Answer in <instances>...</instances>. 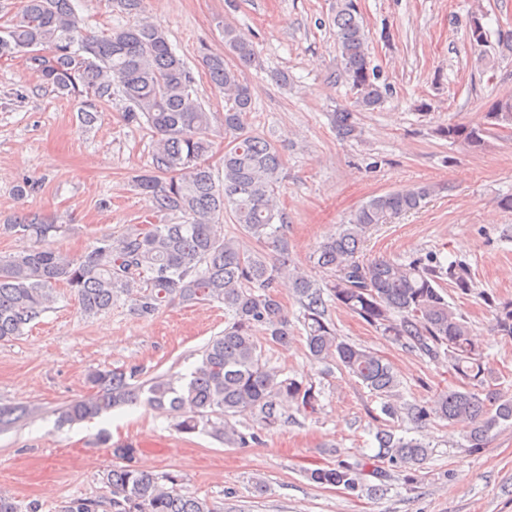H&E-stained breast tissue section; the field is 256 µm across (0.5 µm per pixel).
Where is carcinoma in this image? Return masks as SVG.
Masks as SVG:
<instances>
[{
    "mask_svg": "<svg viewBox=\"0 0 512 512\" xmlns=\"http://www.w3.org/2000/svg\"><path fill=\"white\" fill-rule=\"evenodd\" d=\"M343 74L355 92L354 106L332 113L336 134L358 137L356 113L373 110L385 98L386 86L371 67L363 22L354 0H338L332 18ZM224 55L205 52L202 64L211 84L224 93L221 125L229 139L224 150V179L216 181L207 155L212 148L213 119L195 88V77L176 55L164 31L149 22L119 26L101 34L85 31L72 0H19L14 16L0 27V59L27 51L44 84L62 94L90 97L89 106L120 93L127 102L129 124H148L157 140L151 171L135 179L153 205L159 223L130 224L118 236L102 237L90 250L64 256L49 250L26 249L0 257V341L24 334L64 285L78 298L82 312L95 316L112 308L123 295L138 315L148 318L168 304H224V334L203 349L191 379L177 387L163 376L137 384V372L96 370L88 374L95 392L60 410V418L76 423L140 400L176 415L182 433L207 431L230 448L261 443V435L282 423L288 407L304 416L319 410L315 387L282 378L264 358L263 341L282 349L294 343L280 282L288 280L302 309L307 356L314 363L340 366L348 376L381 400L388 416L405 412L415 423L431 418L468 429L471 447L479 448L491 431L512 422V395L494 387L484 349L472 336L465 317L445 298L446 289L472 292L469 269L443 264L429 255L407 263L379 256L369 261L359 253L369 231L420 210L436 192L421 185L375 196L346 224L309 255L326 278L317 280L289 259L286 216L279 206L283 161L273 140L249 130L253 93L242 68L257 62L253 43L232 26H224ZM478 125L448 124L436 135L452 144L480 151L494 131L512 129V95L492 103ZM230 214L240 234H224L219 217ZM0 230L40 239L65 230L44 224L38 215L23 214ZM492 324L501 336L512 337V300L483 294ZM336 304L397 345L432 362L448 361L459 385L439 393L431 405L399 406L400 380L395 368L376 352L338 336L329 313ZM263 333L260 340L257 333ZM27 414L23 407L1 408L0 428ZM252 422L245 433L232 422ZM376 462L340 461L317 468L308 478L322 487L355 492L388 490L389 468L413 480L428 457V445L398 436L389 429L375 434ZM121 463L112 466L104 483L108 501L77 497L60 512H218L206 499L182 493L177 477L154 475L136 462L137 449L113 448ZM379 481L369 485L366 478ZM41 505L17 503L0 493V512H40Z\"/></svg>",
    "mask_w": 512,
    "mask_h": 512,
    "instance_id": "obj_1",
    "label": "carcinoma"
}]
</instances>
